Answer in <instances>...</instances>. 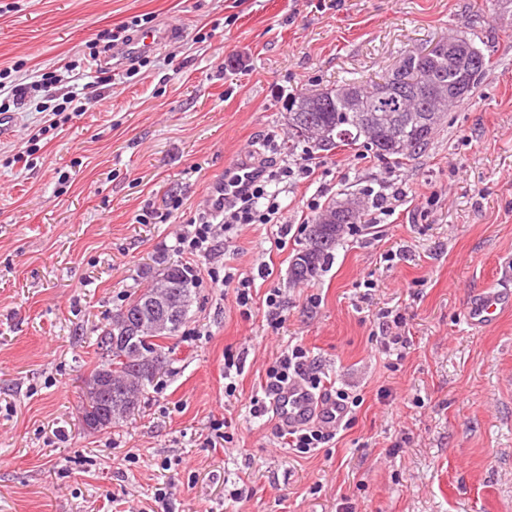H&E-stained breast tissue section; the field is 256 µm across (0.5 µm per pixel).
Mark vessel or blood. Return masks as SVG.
<instances>
[{
	"instance_id": "vessel-or-blood-1",
	"label": "vessel or blood",
	"mask_w": 512,
	"mask_h": 512,
	"mask_svg": "<svg viewBox=\"0 0 512 512\" xmlns=\"http://www.w3.org/2000/svg\"><path fill=\"white\" fill-rule=\"evenodd\" d=\"M174 29L157 27L136 33L123 46L120 59L128 61L136 56L154 51L163 42L173 39ZM250 174L229 176L214 185L209 206L220 209L225 199L236 194L242 182L250 181ZM512 308V290L508 288L486 289L475 294L467 305V319L476 326L493 321L502 311ZM277 420L281 426L296 429L316 422L329 430L336 429L342 413L333 398L312 393L303 382L296 381L275 397Z\"/></svg>"
}]
</instances>
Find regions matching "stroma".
<instances>
[{"label":"stroma","instance_id":"stroma-1","mask_svg":"<svg viewBox=\"0 0 512 512\" xmlns=\"http://www.w3.org/2000/svg\"><path fill=\"white\" fill-rule=\"evenodd\" d=\"M135 23L177 35L135 67L100 66ZM457 33L492 45L493 66L422 155L318 151L313 174L277 185L303 225L315 201L406 192L394 212L369 208L312 283L289 285L305 239L276 247L272 224L240 226L207 258L180 253L227 171L298 167L291 97L368 82ZM0 70L30 87L0 137V512H142L163 485L175 512H512V311L466 319L512 267V0H0ZM44 75L83 107L63 126L43 109ZM159 257L253 278L251 314L233 286L199 281L168 373L120 426L87 432L95 340ZM387 310L405 317L398 358L382 347ZM296 343L363 399L301 457L249 406ZM217 420L233 440L215 448Z\"/></svg>","mask_w":512,"mask_h":512}]
</instances>
